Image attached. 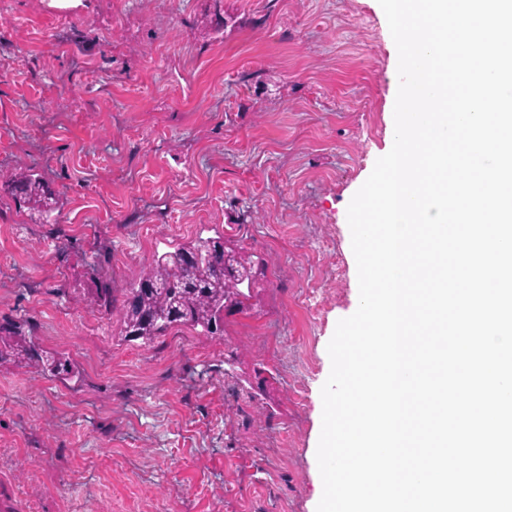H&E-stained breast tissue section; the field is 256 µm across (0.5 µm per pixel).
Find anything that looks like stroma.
I'll return each instance as SVG.
<instances>
[{
  "mask_svg": "<svg viewBox=\"0 0 512 512\" xmlns=\"http://www.w3.org/2000/svg\"><path fill=\"white\" fill-rule=\"evenodd\" d=\"M0 0V320L79 383L0 363V512H316L327 346L359 298L347 207L389 146L398 52L378 0ZM265 258L223 338L141 347L92 302L154 252ZM5 183L14 200L20 206L22 204H37L45 208L46 213H51L54 210L53 205L57 202L54 201L51 190L40 174L34 171L15 174L7 178Z\"/></svg>",
  "mask_w": 512,
  "mask_h": 512,
  "instance_id": "35a3bbf8",
  "label": "stroma"
}]
</instances>
